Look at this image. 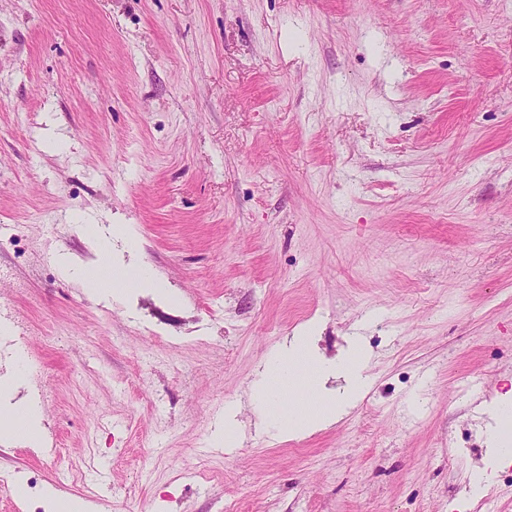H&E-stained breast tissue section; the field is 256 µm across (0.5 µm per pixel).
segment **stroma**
I'll use <instances>...</instances> for the list:
<instances>
[{
	"instance_id": "35a3bbf8",
	"label": "stroma",
	"mask_w": 512,
	"mask_h": 512,
	"mask_svg": "<svg viewBox=\"0 0 512 512\" xmlns=\"http://www.w3.org/2000/svg\"><path fill=\"white\" fill-rule=\"evenodd\" d=\"M113 224L165 291L66 271ZM312 321L369 386L289 437ZM4 324L0 512H512V0H0ZM10 427L14 435L24 438L31 445H38L43 438L42 429L38 419L21 417L14 414L10 418ZM487 465L483 470V474L479 476L481 479L483 476L490 477V473H494L497 468L505 461H511L512 459V448L511 451H507L503 445L511 446V438L505 439L498 435L494 430H491L487 437ZM488 469V473H486Z\"/></svg>"
}]
</instances>
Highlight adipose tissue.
I'll use <instances>...</instances> for the list:
<instances>
[{
	"label": "adipose tissue",
	"mask_w": 512,
	"mask_h": 512,
	"mask_svg": "<svg viewBox=\"0 0 512 512\" xmlns=\"http://www.w3.org/2000/svg\"><path fill=\"white\" fill-rule=\"evenodd\" d=\"M116 237L131 239L130 227L111 226L109 236L96 238L92 243L95 260L75 267L74 273L83 288L94 295H114L129 283L142 288L157 287V280L146 269H130L114 262L112 240ZM307 344V336L301 334L284 345L283 364L277 371L278 380L294 392L293 398L282 404L279 411L280 420L292 432L321 429L338 421L367 385L359 369V359L327 360L308 349ZM334 377L345 380L343 390L327 389L328 380Z\"/></svg>",
	"instance_id": "adipose-tissue-1"
}]
</instances>
